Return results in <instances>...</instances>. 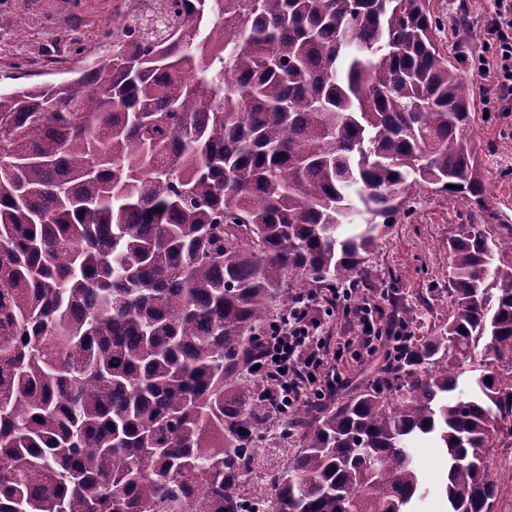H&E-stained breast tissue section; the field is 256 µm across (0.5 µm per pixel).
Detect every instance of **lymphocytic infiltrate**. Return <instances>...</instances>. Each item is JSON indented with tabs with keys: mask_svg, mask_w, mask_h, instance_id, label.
<instances>
[{
	"mask_svg": "<svg viewBox=\"0 0 512 512\" xmlns=\"http://www.w3.org/2000/svg\"><path fill=\"white\" fill-rule=\"evenodd\" d=\"M484 39L493 48L476 68L487 83V97L504 116L512 115V0H495L484 24ZM353 288L314 291L297 300L277 321L274 329L258 337L259 351L253 360L260 381H273L264 390L267 408L284 414L301 398L324 397L342 384L333 363L342 359L343 348H332L331 339L319 335L321 313L351 315L358 322V347L372 353L375 341L413 335L411 324L389 317L379 304L353 305Z\"/></svg>",
	"mask_w": 512,
	"mask_h": 512,
	"instance_id": "1",
	"label": "lymphocytic infiltrate"
}]
</instances>
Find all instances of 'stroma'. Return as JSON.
Here are the masks:
<instances>
[{"instance_id": "1", "label": "stroma", "mask_w": 512, "mask_h": 512, "mask_svg": "<svg viewBox=\"0 0 512 512\" xmlns=\"http://www.w3.org/2000/svg\"><path fill=\"white\" fill-rule=\"evenodd\" d=\"M463 4L478 30L494 8V0H433L434 9L446 21L448 48L457 50L466 40L472 54H484L482 39L468 38L454 23ZM114 8V0H0V13L11 19L10 28L0 30V78L13 74L15 64L21 61L27 64V84L68 77L98 53L102 30L111 23ZM74 38L80 41V53L65 52V45ZM475 102L470 133L488 180L487 203L500 215L490 232L502 239L507 225H512V117L494 112L483 96H476ZM466 211L461 201L444 197L431 187L417 189L410 217L387 227L367 255L366 274L355 285L354 303H378L389 315L405 307L424 310L421 324L414 327L419 336L444 322L448 317V229ZM257 432L256 462L245 489L265 495L270 489L268 476L286 472L295 449L291 440L271 430L267 421L258 423ZM413 461L430 491L422 512H446L441 495L447 477L444 453L433 440L421 438L413 445Z\"/></svg>"}]
</instances>
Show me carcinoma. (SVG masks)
Wrapping results in <instances>:
<instances>
[{
  "instance_id": "carcinoma-1",
  "label": "carcinoma",
  "mask_w": 512,
  "mask_h": 512,
  "mask_svg": "<svg viewBox=\"0 0 512 512\" xmlns=\"http://www.w3.org/2000/svg\"><path fill=\"white\" fill-rule=\"evenodd\" d=\"M157 3L176 35L121 0L76 77L0 88V512H417L420 434L448 512H495L512 262L431 0ZM424 184L477 208L436 332L285 421L225 399L271 307L362 278ZM267 416L301 451L248 508Z\"/></svg>"
}]
</instances>
